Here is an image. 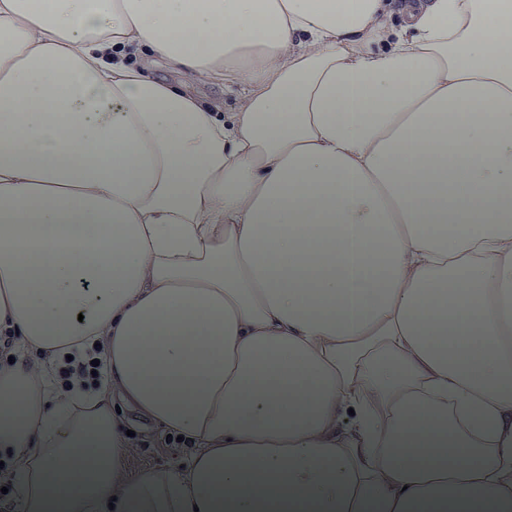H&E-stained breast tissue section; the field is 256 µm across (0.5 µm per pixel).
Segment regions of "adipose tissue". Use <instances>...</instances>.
<instances>
[{
    "label": "adipose tissue",
    "mask_w": 512,
    "mask_h": 512,
    "mask_svg": "<svg viewBox=\"0 0 512 512\" xmlns=\"http://www.w3.org/2000/svg\"><path fill=\"white\" fill-rule=\"evenodd\" d=\"M1 334L24 512H512V0H0ZM154 77L170 82H183L185 89L207 101L218 103L224 112H233L239 99L238 89L233 80H196L184 82L182 76L168 66L151 65ZM132 430L135 437H131L134 448L129 458V468L133 471L185 464L195 453L188 442H177L176 435H172L169 438L172 442H169L145 425L134 426Z\"/></svg>",
    "instance_id": "adipose-tissue-1"
}]
</instances>
